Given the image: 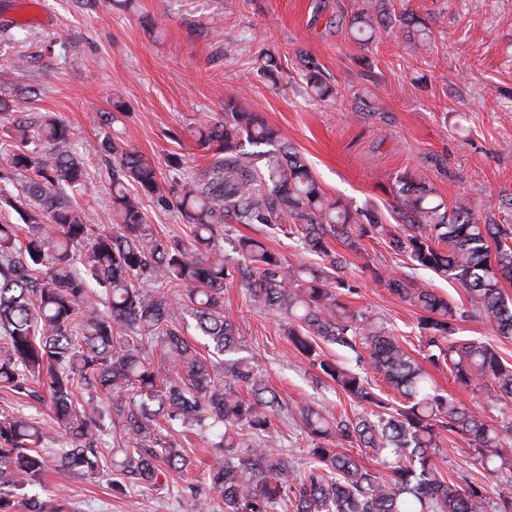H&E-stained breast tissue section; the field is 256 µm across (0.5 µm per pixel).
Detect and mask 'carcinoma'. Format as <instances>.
I'll return each instance as SVG.
<instances>
[{
    "mask_svg": "<svg viewBox=\"0 0 512 512\" xmlns=\"http://www.w3.org/2000/svg\"><path fill=\"white\" fill-rule=\"evenodd\" d=\"M383 4L368 0L349 21L354 40L374 41ZM431 39L424 19L403 14L396 33ZM269 77L280 57H257ZM306 87L325 100L336 90L317 66L304 73ZM188 136L205 160L191 171L178 153L167 156V188L160 172L129 143L105 135L113 225L87 223L75 195L88 174L77 152V133L54 113L18 116L3 130L0 207L21 217L0 224V388L29 396L36 381L48 392L50 423L21 414L0 417V512H69L57 498L25 495L40 481L50 431L67 440L59 467L83 475L109 472L120 492L157 484L192 464L169 434L175 427L212 433L218 451L208 480L214 496L182 495L184 512H274L280 502L293 512H512V413L499 424L477 406L441 393L429 367H448L467 386L490 387V396L512 402V364L484 341L456 336V323L481 319L496 335L512 338V227L491 215H475L461 199L448 203L430 184L403 172L395 177L402 224H383L369 212L354 215L329 201L307 161L282 142L257 112L230 97L224 119L195 124ZM155 197L189 225L190 235L162 236L147 224L141 197ZM290 223H282L283 218ZM266 224L297 239L323 264L284 270L279 253L261 240L241 237L228 266L224 225ZM387 238L416 266L458 283L470 308L426 284L383 276L390 293L418 311L422 361L372 316L342 301L352 286L341 275L346 256L329 239L361 255L359 240ZM237 279L253 301L286 319L291 345L310 365L362 409L355 417L319 406L298 409L311 442L305 467L272 453L273 416L283 399L252 359L224 313L226 280ZM165 288L191 304L202 354L185 336ZM336 345L367 359L403 398L384 397L361 373L329 358ZM159 359H154V351ZM83 385L103 392L107 405L85 400ZM124 446L105 457V418ZM469 437L476 461L496 476L501 491L490 502L480 488L444 476L437 463L441 433ZM341 447L371 448L389 473L366 469Z\"/></svg>",
    "mask_w": 512,
    "mask_h": 512,
    "instance_id": "obj_1",
    "label": "carcinoma"
}]
</instances>
